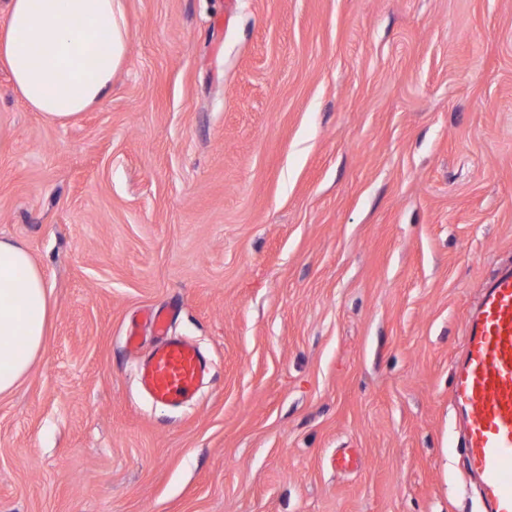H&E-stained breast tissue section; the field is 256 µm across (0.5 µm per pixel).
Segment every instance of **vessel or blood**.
Instances as JSON below:
<instances>
[{
    "instance_id": "vessel-or-blood-1",
    "label": "vessel or blood",
    "mask_w": 512,
    "mask_h": 512,
    "mask_svg": "<svg viewBox=\"0 0 512 512\" xmlns=\"http://www.w3.org/2000/svg\"><path fill=\"white\" fill-rule=\"evenodd\" d=\"M149 321L163 339L139 366L138 382L155 403L181 405L194 398L209 364L193 341L165 338L166 316ZM451 404L466 470L480 484L482 512H512V265L485 284L467 316Z\"/></svg>"
}]
</instances>
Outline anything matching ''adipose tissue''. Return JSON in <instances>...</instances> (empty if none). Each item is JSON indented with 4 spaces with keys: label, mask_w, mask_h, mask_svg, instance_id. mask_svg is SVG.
Masks as SVG:
<instances>
[{
    "label": "adipose tissue",
    "mask_w": 512,
    "mask_h": 512,
    "mask_svg": "<svg viewBox=\"0 0 512 512\" xmlns=\"http://www.w3.org/2000/svg\"><path fill=\"white\" fill-rule=\"evenodd\" d=\"M0 63L45 120L97 105L126 51L123 0H6ZM100 64L87 71L88 54ZM51 289L27 247L0 240V394L11 392L45 348Z\"/></svg>",
    "instance_id": "ef3b65f1"
}]
</instances>
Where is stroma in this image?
Returning a JSON list of instances; mask_svg holds the SVG:
<instances>
[{"mask_svg":"<svg viewBox=\"0 0 512 512\" xmlns=\"http://www.w3.org/2000/svg\"><path fill=\"white\" fill-rule=\"evenodd\" d=\"M125 14L67 123L0 65V239L53 301L0 396V512H481L450 383L512 264V0ZM170 306L211 362L179 407L124 348Z\"/></svg>","mask_w":512,"mask_h":512,"instance_id":"obj_1","label":"stroma"}]
</instances>
